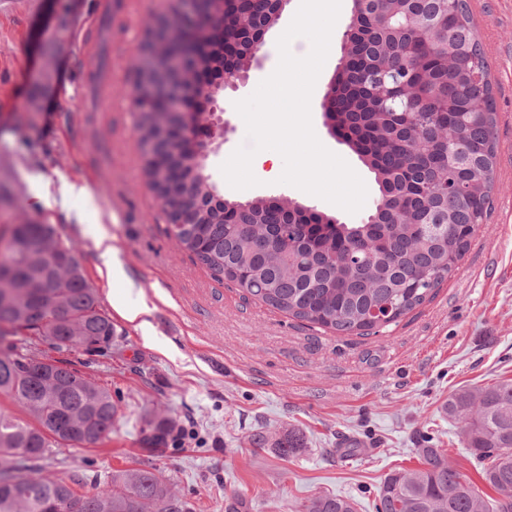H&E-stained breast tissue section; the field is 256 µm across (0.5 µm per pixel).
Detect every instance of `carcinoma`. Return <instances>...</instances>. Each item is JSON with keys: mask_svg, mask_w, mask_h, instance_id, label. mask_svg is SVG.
<instances>
[{"mask_svg": "<svg viewBox=\"0 0 512 512\" xmlns=\"http://www.w3.org/2000/svg\"><path fill=\"white\" fill-rule=\"evenodd\" d=\"M280 2L238 0L227 36L241 46L246 71L253 38L278 19ZM344 62L324 112L344 144L374 174L379 198L362 224H344L291 199L231 201L196 169L195 152L171 144L163 120L142 111L143 146L167 151L146 161L165 200L174 239L215 276L280 312L341 334L368 335L430 299L455 269L492 203L497 112L487 64L467 0H354ZM445 127L459 132L448 160ZM0 339L35 336L53 349L89 354L115 336L97 289L75 248L51 224H1ZM0 355V393L30 420L0 413V512H187L161 471L112 475V485L79 492L40 475L55 444L96 445L112 434L117 406L109 389L64 360ZM480 462L492 498L448 458L446 448H419L421 466L385 476L375 512H512V382L461 387L444 405ZM160 441L171 426L147 421ZM283 459L301 448L290 434L276 444ZM28 474L23 475L21 471ZM30 494L16 498L9 481ZM303 512H356L347 496L321 494Z\"/></svg>", "mask_w": 512, "mask_h": 512, "instance_id": "carcinoma-1", "label": "carcinoma"}]
</instances>
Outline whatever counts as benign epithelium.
I'll list each match as a JSON object with an SVG mask.
<instances>
[{"label": "benign epithelium", "instance_id": "7a95c632", "mask_svg": "<svg viewBox=\"0 0 512 512\" xmlns=\"http://www.w3.org/2000/svg\"><path fill=\"white\" fill-rule=\"evenodd\" d=\"M233 3L234 0H215L213 4L208 0H179L176 16L181 19L182 37L176 43L165 39V19L148 25L150 45L166 44L168 53L162 59L146 49L140 56L139 68L154 74V109L167 114L171 135L179 143L192 137L188 113L217 111L212 97L214 86L243 79V73L227 63L216 70H205L199 63V56L205 51L200 33L218 20L231 24Z\"/></svg>", "mask_w": 512, "mask_h": 512}]
</instances>
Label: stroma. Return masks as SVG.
Returning <instances> with one entry per match:
<instances>
[{
  "label": "stroma",
  "mask_w": 512,
  "mask_h": 512,
  "mask_svg": "<svg viewBox=\"0 0 512 512\" xmlns=\"http://www.w3.org/2000/svg\"><path fill=\"white\" fill-rule=\"evenodd\" d=\"M0 13V182L14 188L0 224L54 225L74 244L116 335L107 355L69 353L75 368L107 387L119 417L110 439L51 448L45 475L78 480L83 490L113 473L156 468L190 512H299L323 492L354 498L373 512L384 476L420 465L421 448H445L474 484L480 468L444 405L460 386L512 380V0H476L475 31L498 112L492 208L468 250L429 302L367 336L326 331L288 317L220 279L178 246L148 186L132 105L146 22L175 0H12ZM298 6L289 0L245 81L218 100L226 124L207 160L217 190L239 199L220 166L247 144L234 108L279 58V32ZM340 62L332 55L311 97L314 131L376 194L373 174L324 123L322 103ZM112 75V102L96 98L101 71ZM73 186L61 195V183ZM248 198L277 196L360 221L318 197L265 182ZM108 235L122 276L108 272L95 240ZM147 302L148 328L128 321ZM170 419L161 450H150L149 418ZM264 432L255 449L250 436ZM303 446L281 459L288 433ZM361 447L343 457L345 441Z\"/></svg>",
  "instance_id": "stroma-1"
}]
</instances>
